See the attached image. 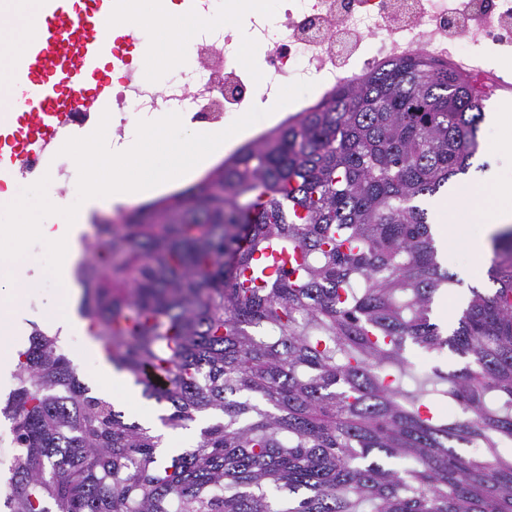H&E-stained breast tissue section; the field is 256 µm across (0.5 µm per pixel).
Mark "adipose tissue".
Masks as SVG:
<instances>
[{
  "label": "adipose tissue",
  "instance_id": "1",
  "mask_svg": "<svg viewBox=\"0 0 512 512\" xmlns=\"http://www.w3.org/2000/svg\"><path fill=\"white\" fill-rule=\"evenodd\" d=\"M132 25L137 29L148 27L162 32L170 46L168 53L144 59L148 72L189 63L188 42L196 23L177 13L171 0H138ZM461 201L469 207L479 206L484 223L504 225L512 222V181L498 178L496 170H489L480 179L470 182ZM158 416V408L153 407L141 412L139 419L152 434L162 436L167 453H181L195 447L198 425L172 430L162 426Z\"/></svg>",
  "mask_w": 512,
  "mask_h": 512
}]
</instances>
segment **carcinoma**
<instances>
[{
  "mask_svg": "<svg viewBox=\"0 0 512 512\" xmlns=\"http://www.w3.org/2000/svg\"><path fill=\"white\" fill-rule=\"evenodd\" d=\"M483 120L448 63L392 57L94 225L78 312L106 361L168 424L222 419L166 457L36 330L0 408L20 448L0 512H512V229L492 238L494 293L472 289L444 335L429 308L454 276L416 204L468 171ZM268 251L301 261L268 275ZM409 343L464 364L420 372ZM212 167H213L212 166V162H210V164L207 167H205L200 172L196 173L194 176H192L190 178H187V179L178 180L177 182L173 183L167 190H165V191H163V192H161L159 194L148 196V197L137 198L135 200L130 201L129 203H126V204L122 205V206H115V205L113 206L110 203H105L101 208L96 209V211L93 212V213L101 214V213H111L112 212V216H113L115 214V212H116V209L118 207H125V208H129L130 209V208L139 206V205H141V204H143L145 202H148V201L157 199L159 197L168 195L170 193L184 190V189L190 187L191 185L195 184L196 182H198L201 178H203L204 175Z\"/></svg>",
  "mask_w": 512,
  "mask_h": 512,
  "instance_id": "cac0c4a2",
  "label": "carcinoma"
}]
</instances>
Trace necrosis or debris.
I'll use <instances>...</instances> for the list:
<instances>
[{
  "label": "necrosis or debris",
  "mask_w": 512,
  "mask_h": 512,
  "mask_svg": "<svg viewBox=\"0 0 512 512\" xmlns=\"http://www.w3.org/2000/svg\"><path fill=\"white\" fill-rule=\"evenodd\" d=\"M195 14L238 13L231 27L205 24L191 40L190 65L165 71L160 81L141 73L140 45L121 39L112 49L110 134L122 143L134 117L182 112L203 128L223 126L255 99L274 98L281 86L314 79L330 92L344 64L357 54L378 58L392 44L420 51L448 21V0H290L276 11H246L242 0H193ZM257 50L254 66L263 83L244 80L238 53L242 41Z\"/></svg>",
  "instance_id": "obj_1"
}]
</instances>
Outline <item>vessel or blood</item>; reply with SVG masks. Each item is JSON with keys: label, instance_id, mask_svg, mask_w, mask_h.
<instances>
[{"label": "vessel or blood", "instance_id": "obj_1", "mask_svg": "<svg viewBox=\"0 0 512 512\" xmlns=\"http://www.w3.org/2000/svg\"><path fill=\"white\" fill-rule=\"evenodd\" d=\"M118 20L112 0H43L37 36L5 75L22 106L0 115V176H16V159L60 139L67 114L84 109L82 93L104 100L100 63Z\"/></svg>", "mask_w": 512, "mask_h": 512}]
</instances>
